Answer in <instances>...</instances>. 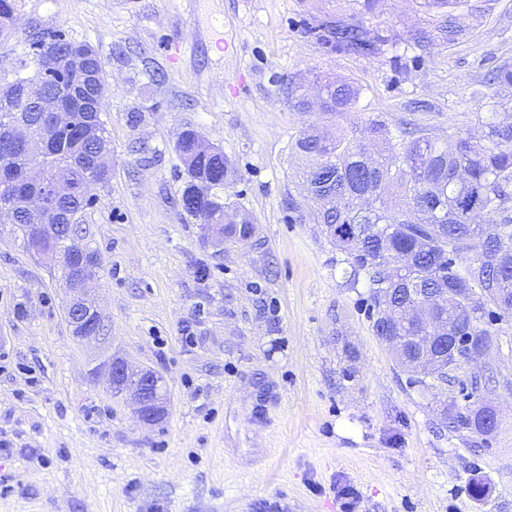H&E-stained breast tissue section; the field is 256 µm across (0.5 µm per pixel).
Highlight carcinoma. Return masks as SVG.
<instances>
[{
	"label": "carcinoma",
	"mask_w": 512,
	"mask_h": 512,
	"mask_svg": "<svg viewBox=\"0 0 512 512\" xmlns=\"http://www.w3.org/2000/svg\"><path fill=\"white\" fill-rule=\"evenodd\" d=\"M457 0H424L435 14L434 28L416 27L408 32L409 42L429 45L437 35L451 32L449 9ZM16 35L14 0H0V41ZM323 44L353 53H375L385 39L353 19L338 20L318 35ZM33 55L47 47L63 62L67 79L59 83H35L16 72L0 86V120L21 121L29 129L27 140L12 153H0V208L12 210L11 233L31 248L27 225L31 217L21 206L23 197L36 192L23 172L32 160L42 163L46 180L56 171H68L73 183L104 185L112 168L97 165V156L110 152L106 113V70L98 50L86 41L68 39L61 33L33 36ZM499 90L487 97L485 111L475 113L481 134L454 127L444 145L427 133L406 137L395 135L381 120L371 119L367 130L380 144L368 151L361 141L336 134L327 125L314 123L304 129L293 149L306 163L303 171L308 200L316 205L317 218L336 246L344 251L354 273L364 272L370 288L373 311H379L384 289H392L389 322L400 326L408 338L399 366L409 381L423 389L448 381L438 374L435 381L420 375L413 362L418 355V338L427 335L426 323L407 317L412 303L408 289L422 295L441 292L448 309L437 313L445 335L492 339L482 325L487 310L512 311V122L498 119L499 110H512V67L503 65L496 75ZM51 96L73 119L72 128H60L51 113L41 110L15 112L21 98L31 102ZM359 90L348 80H326L320 85L318 112L328 119L353 111ZM205 138L188 128L178 137L176 151L186 171L180 196L182 210L194 216L197 196L208 199L211 215L224 224V239L246 231L250 215L233 202L214 193L222 186L224 151L203 148ZM91 204L87 196L60 200L58 215L40 223L48 225L38 238L49 247H61L68 234L65 214H81ZM465 256L462 270L456 259ZM469 403L454 402L442 410L450 430L481 431L484 403L476 393Z\"/></svg>",
	"instance_id": "cac0c4a2"
}]
</instances>
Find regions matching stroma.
I'll use <instances>...</instances> for the list:
<instances>
[{"mask_svg": "<svg viewBox=\"0 0 512 512\" xmlns=\"http://www.w3.org/2000/svg\"><path fill=\"white\" fill-rule=\"evenodd\" d=\"M16 0L0 81L31 58L33 34L98 49L107 73L112 179L82 214L101 259L108 341L74 338L50 259L0 232V512H512V312L490 309V437L441 424L461 366L435 390L411 385L374 335L353 277L307 202L293 153L323 77L359 88L346 124L447 137L469 123L491 72L512 63V0H461L454 41L414 46L419 0ZM361 17L382 51L325 48L323 23ZM237 168L219 194L255 235L221 246L179 204L186 127ZM121 357L165 380L168 414L139 421L91 368ZM484 486L474 496L473 483Z\"/></svg>", "mask_w": 512, "mask_h": 512, "instance_id": "1", "label": "stroma"}]
</instances>
